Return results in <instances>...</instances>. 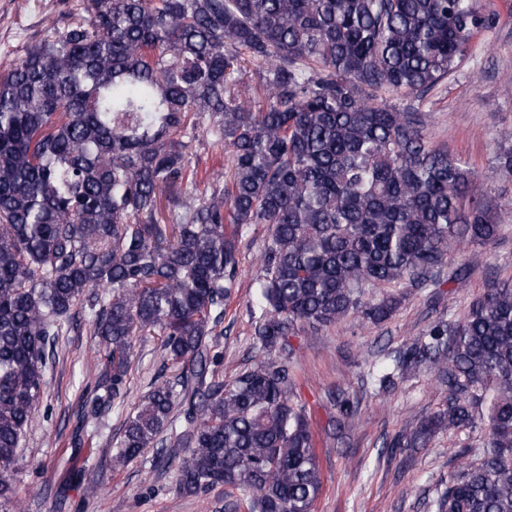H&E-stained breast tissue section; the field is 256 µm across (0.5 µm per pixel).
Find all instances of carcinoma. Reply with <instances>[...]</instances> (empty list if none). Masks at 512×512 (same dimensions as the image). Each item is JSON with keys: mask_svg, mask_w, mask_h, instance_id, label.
<instances>
[{"mask_svg": "<svg viewBox=\"0 0 512 512\" xmlns=\"http://www.w3.org/2000/svg\"><path fill=\"white\" fill-rule=\"evenodd\" d=\"M492 24L479 0H83L31 44L0 74V499L79 306L101 365L91 417L123 407L138 337H161L171 372L126 415L114 467L165 433L182 449L180 494L222 485L235 512H314L322 482L290 337L350 314L387 320L396 297L369 302L365 288L422 290L456 247L499 232L475 169L377 92H432ZM250 63L257 109L235 90ZM201 136L228 165L188 191ZM497 160L512 170L511 133ZM253 224L268 230L254 335L270 358L226 382L216 328ZM422 368L446 403L383 448L444 430L479 462L448 475L437 512H512V281L368 376L386 392ZM336 407L358 412L344 392Z\"/></svg>", "mask_w": 512, "mask_h": 512, "instance_id": "cac0c4a2", "label": "carcinoma"}]
</instances>
